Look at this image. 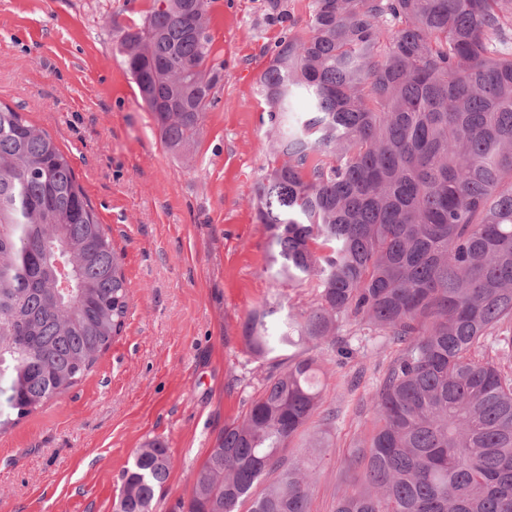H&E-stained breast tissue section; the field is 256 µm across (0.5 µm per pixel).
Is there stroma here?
<instances>
[{"mask_svg": "<svg viewBox=\"0 0 512 512\" xmlns=\"http://www.w3.org/2000/svg\"><path fill=\"white\" fill-rule=\"evenodd\" d=\"M152 0H0V103L46 130L68 156L124 255L126 327L93 371L0 434V512H115L124 470L159 438L173 467L153 512H181L225 423L265 371L242 325L275 298L270 248L250 199L272 161L259 73L310 0H211L224 78L201 134L169 151L118 51ZM354 353L324 364L321 411L336 420L317 461L311 512H332L365 401L396 347L348 326Z\"/></svg>", "mask_w": 512, "mask_h": 512, "instance_id": "35a3bbf8", "label": "stroma"}]
</instances>
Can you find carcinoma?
Here are the masks:
<instances>
[{"label": "carcinoma", "instance_id": "1", "mask_svg": "<svg viewBox=\"0 0 512 512\" xmlns=\"http://www.w3.org/2000/svg\"><path fill=\"white\" fill-rule=\"evenodd\" d=\"M209 0H153L119 53L167 149L200 134L224 65ZM274 155L251 205L276 294L314 303L243 324L269 366L182 512H310L317 472L285 454L319 409L351 323L399 347L333 512H512V0H311L259 75ZM78 265L59 287L58 261ZM123 256L68 157L0 106V431L80 383L123 332ZM172 458L153 439L117 512H152ZM280 296L281 310L278 317H284L288 312H297L309 307L314 302V292L308 285L297 286L294 288L282 289Z\"/></svg>", "mask_w": 512, "mask_h": 512}]
</instances>
